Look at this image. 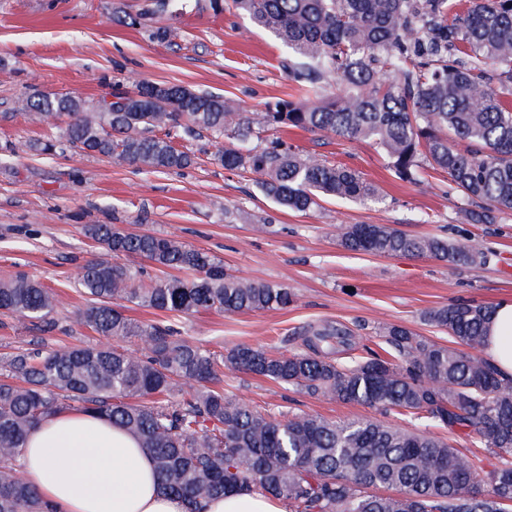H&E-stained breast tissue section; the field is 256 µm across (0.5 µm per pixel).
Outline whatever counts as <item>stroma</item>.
Masks as SVG:
<instances>
[{
    "label": "stroma",
    "instance_id": "obj_1",
    "mask_svg": "<svg viewBox=\"0 0 512 512\" xmlns=\"http://www.w3.org/2000/svg\"><path fill=\"white\" fill-rule=\"evenodd\" d=\"M119 1L133 13L143 6V0H0V278L24 273L58 295L49 330L0 312V355L37 343L97 342L76 320L85 304L75 284L77 269L99 253L83 234L87 224L176 235L220 259L227 273L294 294V303L283 309L190 316L126 303L129 318L172 326L218 354L238 344L273 354L295 351V333L324 322L352 328L361 345L378 343L381 328L392 324L445 344L448 335L423 321L425 311L512 298V210L497 213L490 224L471 223L472 203L449 190L447 174L400 180L368 142L323 131L281 132L288 144L355 170L383 196L377 204L322 200L307 212L282 208L262 194L253 175L216 162L215 153L228 144L224 138L175 137L197 163L157 173L68 148L11 155L10 145L61 136L60 130L13 118L19 102L34 94L77 96L92 106L142 79L221 95L244 112L300 97L283 66L287 48L231 0L219 15L209 0H186L180 13L161 19L176 30L169 43L151 40L145 27L114 22ZM349 224H386L415 236L461 241L483 253L485 262L355 252L336 236L337 226ZM219 385L227 396L281 416L377 415L368 406L317 399L249 372L225 370Z\"/></svg>",
    "mask_w": 512,
    "mask_h": 512
}]
</instances>
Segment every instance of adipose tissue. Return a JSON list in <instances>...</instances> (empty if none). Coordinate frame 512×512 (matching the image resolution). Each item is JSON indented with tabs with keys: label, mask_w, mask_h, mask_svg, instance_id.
I'll return each instance as SVG.
<instances>
[{
	"label": "adipose tissue",
	"mask_w": 512,
	"mask_h": 512,
	"mask_svg": "<svg viewBox=\"0 0 512 512\" xmlns=\"http://www.w3.org/2000/svg\"><path fill=\"white\" fill-rule=\"evenodd\" d=\"M484 354L512 377V300L494 307ZM25 481L55 512H187L162 487L150 454L121 427L82 412L44 418L20 452ZM202 512H287L276 497L251 491L202 500Z\"/></svg>",
	"instance_id": "adipose-tissue-1"
}]
</instances>
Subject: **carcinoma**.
Segmentation results:
<instances>
[{
  "label": "carcinoma",
  "mask_w": 512,
  "mask_h": 512,
  "mask_svg": "<svg viewBox=\"0 0 512 512\" xmlns=\"http://www.w3.org/2000/svg\"><path fill=\"white\" fill-rule=\"evenodd\" d=\"M156 0L133 16L137 25L169 12ZM235 7L288 48V74L303 87L328 77L346 90L329 101H277L249 115L222 96L134 79L90 109L71 96L34 95L4 117L51 128L86 155L138 169L174 171L195 164L171 131L209 133L244 142L253 129L283 127L371 141L396 176L416 181L428 167L477 209L476 224L512 210V0H234ZM392 73L395 80L383 76ZM466 147L460 149L457 142ZM57 152L52 140L20 144L19 155ZM215 160L254 175L263 194L306 212L321 197L378 201V189L354 170L299 150L281 138L261 149L230 146ZM84 235L103 254L80 267L85 305L79 324L101 341L25 349L0 358V512H49L19 463L29 432L45 417L79 411L103 417L135 436L152 456L163 489L199 512L201 499L255 491L288 502V512H504L512 502V378L484 357L491 308L462 302L428 310L423 319L453 340L448 346L412 330L383 328L386 356H350L354 331L338 324L300 332L303 349L272 355L238 345L221 356L156 322L121 310L136 302L159 312H240L285 308L294 295L278 285L230 275L208 252L172 234L130 233L87 224ZM336 236L354 251L406 253L477 265L469 245L419 237L385 224H351ZM130 257L153 263L149 282ZM170 269L187 272L172 275ZM54 291L18 273L0 279V310L53 326ZM135 339L141 355L112 341ZM250 372L311 396L366 405L381 414L424 413L450 434L484 448L465 453L443 438L374 419L327 421L309 414L284 419L224 397V369Z\"/></svg>",
  "instance_id": "obj_1"
}]
</instances>
